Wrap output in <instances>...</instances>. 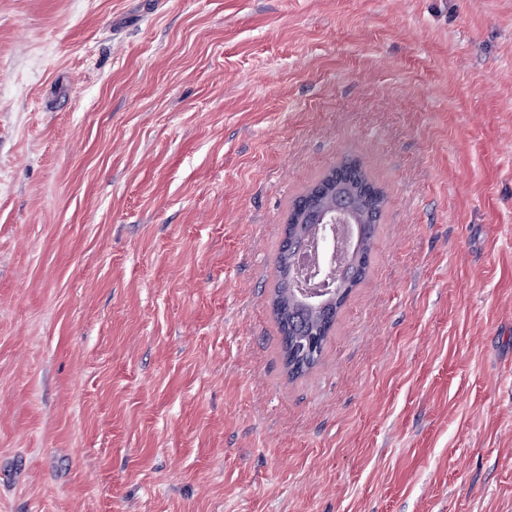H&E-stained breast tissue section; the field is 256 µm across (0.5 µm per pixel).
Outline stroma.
Segmentation results:
<instances>
[{"label": "stroma", "instance_id": "1", "mask_svg": "<svg viewBox=\"0 0 512 512\" xmlns=\"http://www.w3.org/2000/svg\"><path fill=\"white\" fill-rule=\"evenodd\" d=\"M365 278L295 377V200ZM0 512H512V0H0ZM327 187L333 193V196H336V199L334 198L332 202H326L321 207V209L312 208L303 212L300 216H298L297 220L300 222L306 221L309 223L315 219L317 220L318 224L327 225L319 230V234L315 240V249L318 253L320 262H323V273L325 275H332L333 271L339 268L347 248L348 235L344 229V224L356 225V241L353 246V248H355V255L360 256L362 250L366 247V253L368 257L370 250V240L375 224L377 223L381 213V209L384 203V196L382 191L379 190L381 198L377 209L372 212L369 218V222H363L360 224L361 210L363 207L371 203L370 195L368 193L363 194V192L357 193V191H350L344 187H341L340 185H336L335 188L332 184H329ZM340 198H347L352 202V206L343 203ZM308 223L304 225V231L311 233L314 225ZM357 224L362 226L363 235L367 237L366 246L362 240V234ZM327 254L328 257H330L332 254L336 256V261L333 262L332 265H329L330 260L326 258Z\"/></svg>", "mask_w": 512, "mask_h": 512}]
</instances>
